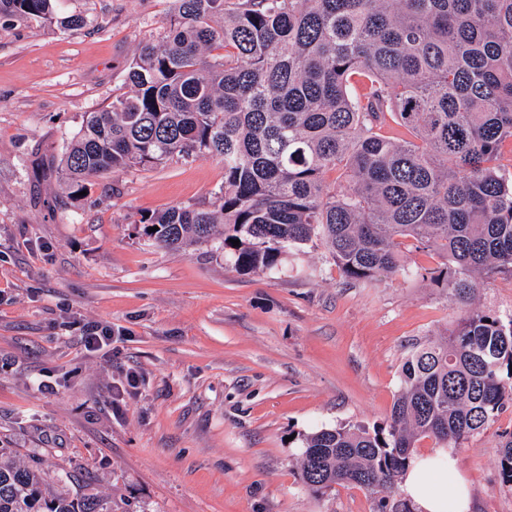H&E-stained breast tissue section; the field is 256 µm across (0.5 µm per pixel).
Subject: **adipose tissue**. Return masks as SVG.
<instances>
[{"mask_svg":"<svg viewBox=\"0 0 512 512\" xmlns=\"http://www.w3.org/2000/svg\"><path fill=\"white\" fill-rule=\"evenodd\" d=\"M401 490L418 512H472L470 490L448 448L414 455Z\"/></svg>","mask_w":512,"mask_h":512,"instance_id":"adipose-tissue-1","label":"adipose tissue"}]
</instances>
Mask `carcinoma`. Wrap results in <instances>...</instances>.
<instances>
[{
  "mask_svg": "<svg viewBox=\"0 0 512 512\" xmlns=\"http://www.w3.org/2000/svg\"><path fill=\"white\" fill-rule=\"evenodd\" d=\"M65 2L0 0V22L87 26ZM171 2L137 46L129 91L86 113L65 146L68 198L108 173L209 156L224 164L211 206L138 220L156 245L221 234L224 260L249 275L318 243L351 280L420 277L462 304L479 279L512 276V173L498 164L512 143V0ZM392 122L403 135L385 132ZM408 242L441 264L406 267ZM509 400L512 316L471 306L410 352L385 423L303 436L301 480L358 488L373 512H415L395 489L416 443L459 448ZM13 457L0 448V512H84L46 500L40 470ZM499 477L512 487V433Z\"/></svg>",
  "mask_w": 512,
  "mask_h": 512,
  "instance_id": "carcinoma-1",
  "label": "carcinoma"
}]
</instances>
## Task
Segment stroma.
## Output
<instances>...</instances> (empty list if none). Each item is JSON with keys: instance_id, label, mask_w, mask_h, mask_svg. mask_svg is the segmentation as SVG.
<instances>
[{"instance_id": "obj_1", "label": "stroma", "mask_w": 512, "mask_h": 512, "mask_svg": "<svg viewBox=\"0 0 512 512\" xmlns=\"http://www.w3.org/2000/svg\"><path fill=\"white\" fill-rule=\"evenodd\" d=\"M168 0H69L91 22L0 25V448L91 512H371L356 488L299 479L302 435L390 415L413 346L463 311L414 278L363 285L305 246L242 275L220 242L177 250L141 215L209 204L210 157L98 180L66 203L55 167L85 113L107 108ZM111 327L91 351L87 324ZM135 370V396L120 395ZM512 404L458 448L474 512H512L498 449Z\"/></svg>"}]
</instances>
